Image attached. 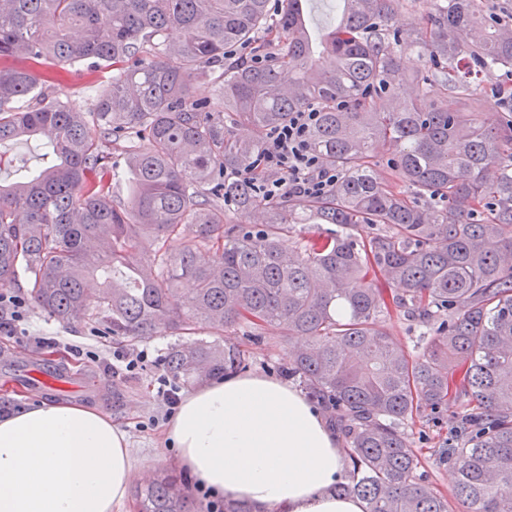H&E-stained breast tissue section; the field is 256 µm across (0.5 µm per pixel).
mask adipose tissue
Returning <instances> with one entry per match:
<instances>
[{
    "instance_id": "adipose-tissue-1",
    "label": "adipose tissue",
    "mask_w": 512,
    "mask_h": 512,
    "mask_svg": "<svg viewBox=\"0 0 512 512\" xmlns=\"http://www.w3.org/2000/svg\"><path fill=\"white\" fill-rule=\"evenodd\" d=\"M194 483L250 512H365L340 495L344 454L319 411L262 373L190 390L167 423ZM136 466L97 408L44 401L0 417V512H124Z\"/></svg>"
}]
</instances>
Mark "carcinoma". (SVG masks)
<instances>
[{"instance_id":"obj_1","label":"carcinoma","mask_w":512,"mask_h":512,"mask_svg":"<svg viewBox=\"0 0 512 512\" xmlns=\"http://www.w3.org/2000/svg\"><path fill=\"white\" fill-rule=\"evenodd\" d=\"M340 2L316 39L304 0L277 18L269 0H0V146L37 137L50 158L0 181V287L22 277L49 316L97 320L119 343L181 337L165 365L185 382L249 366L237 326L304 337L284 373L346 438L338 492L366 512H448L403 425L452 403L462 512H512V116L481 118V84L512 76V16L435 0L430 30L411 22L405 43L389 21L406 0ZM242 46L261 63L235 59ZM409 48L430 73L403 70ZM83 65L112 69L86 112L50 93L56 67ZM201 78L223 108L197 96ZM311 106L336 187L265 202L240 177L262 137L233 128ZM112 148L130 174L122 206ZM226 201L263 224H228ZM292 224L338 230L293 247ZM360 224L377 233L357 239ZM394 309L426 327L422 356L381 327ZM134 509L191 512L172 473L136 488Z\"/></svg>"}]
</instances>
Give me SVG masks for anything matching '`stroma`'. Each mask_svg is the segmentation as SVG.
<instances>
[{
	"label": "stroma",
	"mask_w": 512,
	"mask_h": 512,
	"mask_svg": "<svg viewBox=\"0 0 512 512\" xmlns=\"http://www.w3.org/2000/svg\"><path fill=\"white\" fill-rule=\"evenodd\" d=\"M21 326L24 335L0 339L1 409L14 412L51 399L95 405L126 433L129 446L141 463L142 474L136 477V484L152 480L161 469L178 472L175 452L166 435V409L157 396V380L167 373L163 359L171 337L153 336L119 344L105 335L98 324L63 323L30 302L24 307ZM38 337L44 338L43 347L35 346ZM242 343L250 356V372L274 375L279 365L291 360L298 340H281L270 332L262 342L246 337ZM120 349L148 353L132 377H112L104 371L102 357ZM41 368L50 369L64 380V387L35 384L31 374ZM405 431L412 447L421 454V471L447 497L448 512H458L454 497L456 475L445 458L448 449L459 443L456 408L414 417Z\"/></svg>",
	"instance_id": "1"
}]
</instances>
